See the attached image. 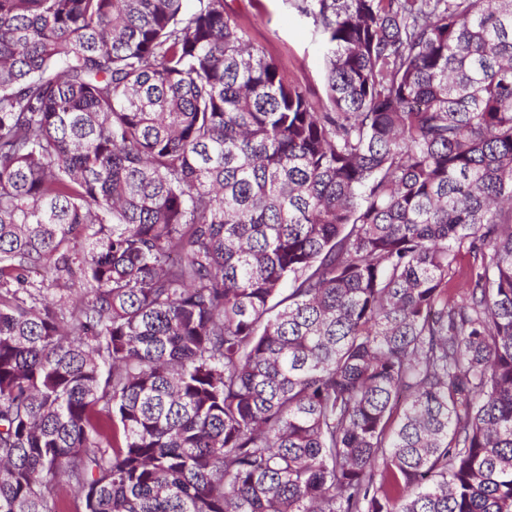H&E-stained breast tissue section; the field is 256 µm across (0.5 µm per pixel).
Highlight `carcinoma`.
<instances>
[{"label": "carcinoma", "instance_id": "1", "mask_svg": "<svg viewBox=\"0 0 512 512\" xmlns=\"http://www.w3.org/2000/svg\"><path fill=\"white\" fill-rule=\"evenodd\" d=\"M293 2L0 0V512H512V0ZM292 0H224L226 11L249 39L274 58L284 81L323 97V61L318 36Z\"/></svg>", "mask_w": 512, "mask_h": 512}]
</instances>
